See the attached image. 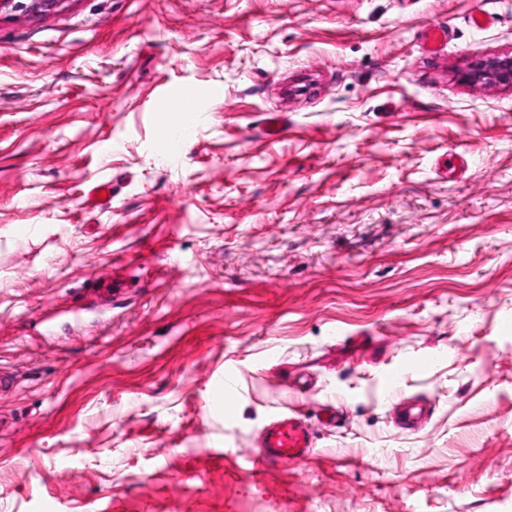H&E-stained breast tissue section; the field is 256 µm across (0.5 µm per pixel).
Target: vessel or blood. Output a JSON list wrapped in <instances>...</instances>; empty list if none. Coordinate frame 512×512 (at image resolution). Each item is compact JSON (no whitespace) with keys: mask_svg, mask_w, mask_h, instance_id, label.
<instances>
[{"mask_svg":"<svg viewBox=\"0 0 512 512\" xmlns=\"http://www.w3.org/2000/svg\"><path fill=\"white\" fill-rule=\"evenodd\" d=\"M432 413L429 401L408 399L398 406L396 420L407 429L420 426ZM258 467L267 468L285 463L305 462L314 454V431L296 407L276 411L258 435Z\"/></svg>","mask_w":512,"mask_h":512,"instance_id":"vessel-or-blood-1","label":"vessel or blood"}]
</instances>
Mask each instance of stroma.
Instances as JSON below:
<instances>
[{
	"mask_svg": "<svg viewBox=\"0 0 512 512\" xmlns=\"http://www.w3.org/2000/svg\"><path fill=\"white\" fill-rule=\"evenodd\" d=\"M510 53L512 0L1 10L0 512H512ZM464 82H488L512 87V56L497 57L470 64L461 72ZM396 420L406 429H415L430 418L432 405L422 399H408L397 406ZM255 463L262 468L306 462L314 454V431L296 407L276 411L258 435Z\"/></svg>",
	"mask_w": 512,
	"mask_h": 512,
	"instance_id": "stroma-1",
	"label": "stroma"
}]
</instances>
